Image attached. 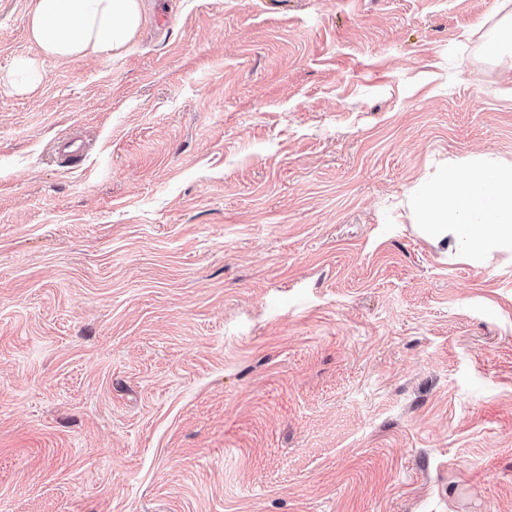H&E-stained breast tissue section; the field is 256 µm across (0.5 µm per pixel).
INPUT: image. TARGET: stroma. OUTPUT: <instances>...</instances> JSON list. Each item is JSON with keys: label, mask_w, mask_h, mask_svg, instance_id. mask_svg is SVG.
Wrapping results in <instances>:
<instances>
[{"label": "stroma", "mask_w": 512, "mask_h": 512, "mask_svg": "<svg viewBox=\"0 0 512 512\" xmlns=\"http://www.w3.org/2000/svg\"><path fill=\"white\" fill-rule=\"evenodd\" d=\"M145 4L0 0V512H512V253L407 206L512 163L499 0ZM143 21L142 0H37L28 28L31 41L45 56L112 59Z\"/></svg>", "instance_id": "1"}]
</instances>
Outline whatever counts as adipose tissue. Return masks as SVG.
I'll return each mask as SVG.
<instances>
[{"mask_svg":"<svg viewBox=\"0 0 512 512\" xmlns=\"http://www.w3.org/2000/svg\"><path fill=\"white\" fill-rule=\"evenodd\" d=\"M143 20L142 0H36L28 28L46 56L108 59L125 49ZM411 206L431 238L452 240L466 256L512 250V165L476 156L416 193Z\"/></svg>","mask_w":512,"mask_h":512,"instance_id":"ef3b65f1","label":"adipose tissue"}]
</instances>
